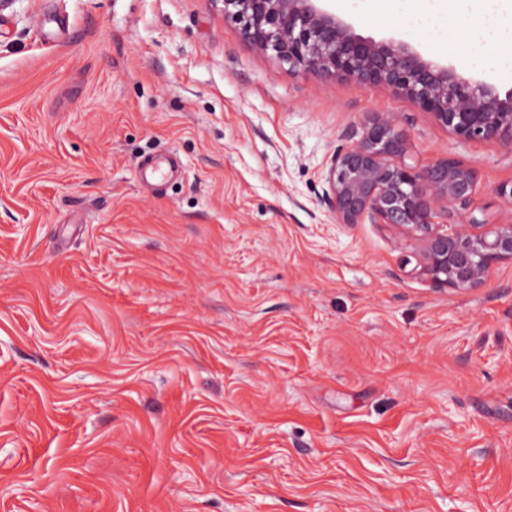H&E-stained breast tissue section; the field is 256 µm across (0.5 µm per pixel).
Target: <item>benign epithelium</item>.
<instances>
[{
	"mask_svg": "<svg viewBox=\"0 0 512 512\" xmlns=\"http://www.w3.org/2000/svg\"><path fill=\"white\" fill-rule=\"evenodd\" d=\"M243 38L293 70L385 84L431 113L464 141L512 145V90L505 96L453 68L423 60L404 41L376 42L315 5V0H211ZM331 157L321 204L338 224H390L418 244L420 268L435 287L465 292L485 284L496 262L512 261V224H441L476 193L473 169L443 157L418 167L397 116L377 115Z\"/></svg>",
	"mask_w": 512,
	"mask_h": 512,
	"instance_id": "benign-epithelium-1",
	"label": "benign epithelium"
}]
</instances>
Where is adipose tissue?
Wrapping results in <instances>:
<instances>
[{
	"label": "adipose tissue",
	"mask_w": 512,
	"mask_h": 512,
	"mask_svg": "<svg viewBox=\"0 0 512 512\" xmlns=\"http://www.w3.org/2000/svg\"><path fill=\"white\" fill-rule=\"evenodd\" d=\"M414 21L475 60L497 56L512 63V0H421Z\"/></svg>",
	"instance_id": "1"
}]
</instances>
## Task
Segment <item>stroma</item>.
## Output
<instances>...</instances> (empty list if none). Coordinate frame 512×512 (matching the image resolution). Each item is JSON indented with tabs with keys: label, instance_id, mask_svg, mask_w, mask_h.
Wrapping results in <instances>:
<instances>
[{
	"label": "stroma",
	"instance_id": "35a3bbf8",
	"mask_svg": "<svg viewBox=\"0 0 512 512\" xmlns=\"http://www.w3.org/2000/svg\"><path fill=\"white\" fill-rule=\"evenodd\" d=\"M318 6L512 90L412 5ZM385 112L411 162L474 170L457 223H512V146L289 70L211 0L0 9V512H512V262L436 288L319 203Z\"/></svg>",
	"mask_w": 512,
	"mask_h": 512
}]
</instances>
